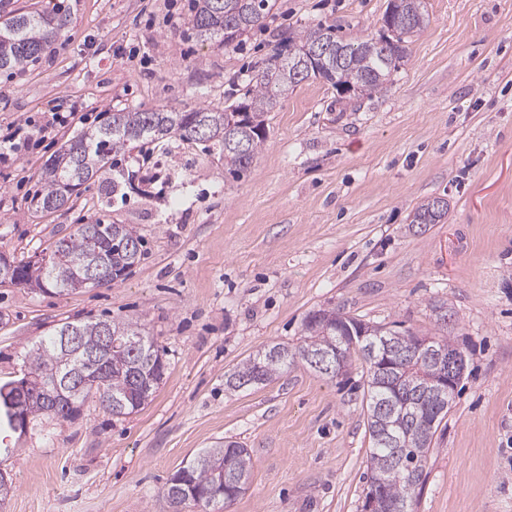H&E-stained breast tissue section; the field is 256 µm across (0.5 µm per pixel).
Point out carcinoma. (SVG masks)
Wrapping results in <instances>:
<instances>
[{"label":"carcinoma","instance_id":"1","mask_svg":"<svg viewBox=\"0 0 512 512\" xmlns=\"http://www.w3.org/2000/svg\"><path fill=\"white\" fill-rule=\"evenodd\" d=\"M272 0H194L188 21L201 41L215 40L228 47L259 26L273 9ZM426 23L424 0H388L382 16V33L356 42L337 38L333 28L317 23L288 37V48L275 54L248 85L243 101L222 110L200 106L189 110H118L104 126L86 130L70 140L41 173L42 190L36 196V210L54 211L64 207L84 182L112 170L115 157L137 143L177 138L219 151L224 169L234 179L253 166L266 138V117L280 96L300 83L296 66L316 44L327 46L331 55L325 63L307 72L305 79L328 83L339 94L362 92L370 96L387 89L393 72L407 60L408 39ZM68 24L67 17L50 12H20L0 24V70L13 73L38 60L49 43ZM251 119L247 128L231 130L239 108ZM448 213L445 203L434 198L415 209L411 223L438 224ZM132 244V249L122 242ZM142 238L127 224H106L97 220L81 224L68 237L54 243V260L30 273L31 266L19 263L17 283L40 280L58 293L92 288L86 270L94 265L112 268V279H120L141 259ZM112 336L103 378L118 414H131L151 402L163 375L164 364L153 339L140 324L132 321L96 320L77 323L84 344L95 346L101 326ZM70 323L56 329L47 342H40L25 355L27 370L37 384L46 377L68 374L62 363L58 336ZM365 333L364 340L356 335ZM385 336L396 337L403 349L418 335L385 325L366 323L336 309H320L304 320V339L294 347L282 343L267 346L245 359L229 374L224 387L238 391L265 385L295 361L307 362V355L338 349L337 362L345 368L359 358L367 366V427L371 440L368 459L370 476L365 494L379 493L378 508L387 512L397 503L410 506L426 480V464L434 435L447 415L448 403L423 397L421 390L437 378V364L421 355L393 376L375 369L368 350ZM187 473L183 489L170 482L164 497L170 506L181 503L185 492L192 502L221 512L246 490L252 460L248 449L236 442L209 448L180 467Z\"/></svg>","mask_w":512,"mask_h":512}]
</instances>
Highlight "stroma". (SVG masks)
Segmentation results:
<instances>
[{"instance_id": "35a3bbf8", "label": "stroma", "mask_w": 512, "mask_h": 512, "mask_svg": "<svg viewBox=\"0 0 512 512\" xmlns=\"http://www.w3.org/2000/svg\"><path fill=\"white\" fill-rule=\"evenodd\" d=\"M387 3L275 0L225 47L192 36V0H0V21L18 8L69 19L37 62L0 74V135H16L0 156V254L29 260L95 220L144 240L109 288L0 284V384L65 322L136 321L166 364L137 412L91 398L75 419L39 415L11 433L0 512H166L170 477L224 441L253 461L225 512H362L363 362L337 377L298 362L239 391L224 376L267 344H297L319 309L430 336L440 305L465 370L410 512H512V0H425L428 23L386 92L356 101L301 82L268 113L241 179L173 138L123 157L140 191L109 199L97 177L61 210L30 205L44 166L106 111L224 109L287 37L319 22L348 42L377 34ZM434 197L447 217L413 223Z\"/></svg>"}]
</instances>
